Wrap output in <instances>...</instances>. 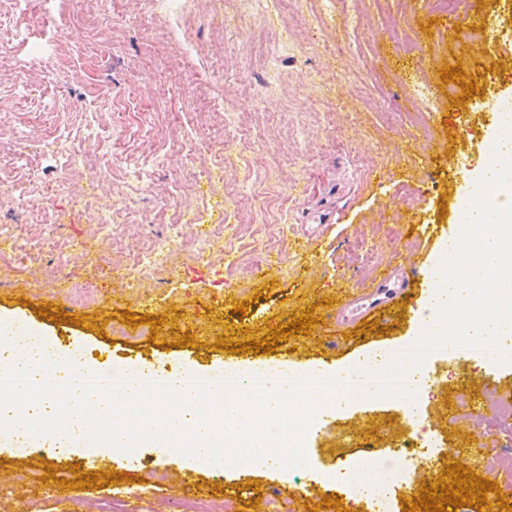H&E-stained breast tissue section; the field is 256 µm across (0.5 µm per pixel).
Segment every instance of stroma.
<instances>
[{"mask_svg": "<svg viewBox=\"0 0 512 512\" xmlns=\"http://www.w3.org/2000/svg\"><path fill=\"white\" fill-rule=\"evenodd\" d=\"M465 2L470 23L494 13L502 19L489 47L458 43L454 21L434 19L423 0H408L406 18L397 0L383 15L368 0H349L350 25L337 15L336 0H282L279 10L260 13L243 0H193L175 26L151 15L148 0H0L1 175L38 194L25 169L44 141L108 130L114 113L124 115L121 151L91 145L81 166L57 180L52 205L70 249L25 246L0 257V314L31 323L57 347L79 345L100 369L116 355L200 371L252 361L332 371L368 349L406 344L424 313L439 248L461 229L456 190L488 164L498 129L494 101L512 100V0ZM183 30L193 51L180 41ZM407 32L418 36L420 57L395 42ZM455 65L463 69L459 83L476 87L470 98L448 94L442 71ZM165 74L191 81L194 99L163 83ZM418 88L435 108L411 145L394 111L408 108ZM245 108L248 139L276 144L294 165L252 168L230 150L223 184L192 193L191 182L210 164V137L223 134L225 113ZM438 142L449 160H437ZM129 162L144 169L149 191L126 183ZM105 169L109 183L90 207L80 206L89 178ZM120 195L138 209L161 202L165 210L153 223L119 224L111 240H98L97 216ZM187 209L207 211L205 223L184 226L166 268L149 271L141 292L124 287L109 270L114 255H137ZM275 212L288 231L270 248L255 227ZM407 212L428 225V238L403 221ZM226 222L236 225L243 248L197 268L200 239ZM406 255L421 265L410 297L365 328L337 325L340 288L360 294L379 268ZM71 282L92 283L96 292L79 325L66 319L73 304L59 290ZM308 311L316 325L278 339L273 352L217 345L265 338ZM129 314L163 323L129 326ZM121 326L126 334H118ZM431 378L417 408L427 431L445 441L438 473L460 462L486 478L484 466L460 452L474 446L492 416L487 393L512 394V363L461 364L440 355ZM408 425L395 400L322 411L304 439L315 451L307 467L323 475L366 454L385 456ZM76 472L95 475V484L62 496L58 479ZM189 472L200 486L195 499L225 501V512H248L252 495L276 497L262 512L337 510L323 503L338 496L336 487L291 472L227 468L217 483L209 465L186 467L151 446L120 463L38 445L21 455L0 447V512H58L61 499L70 512H89L92 500L113 491L125 494L130 512H173Z\"/></svg>", "mask_w": 512, "mask_h": 512, "instance_id": "35a3bbf8", "label": "stroma"}]
</instances>
